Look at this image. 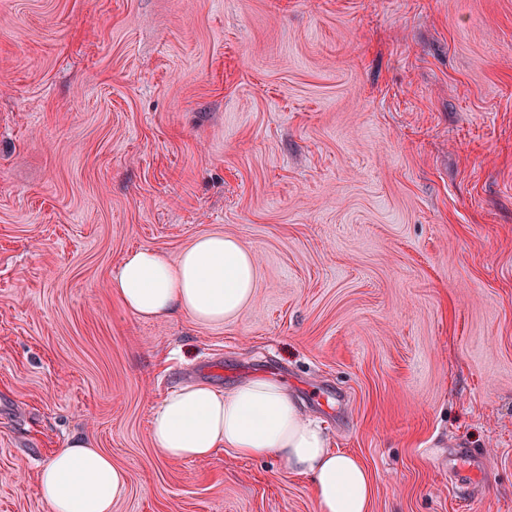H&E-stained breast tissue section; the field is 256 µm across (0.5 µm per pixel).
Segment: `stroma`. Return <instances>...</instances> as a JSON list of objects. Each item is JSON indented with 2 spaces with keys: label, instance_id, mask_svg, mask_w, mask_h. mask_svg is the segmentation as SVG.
Listing matches in <instances>:
<instances>
[{
  "label": "stroma",
  "instance_id": "obj_1",
  "mask_svg": "<svg viewBox=\"0 0 512 512\" xmlns=\"http://www.w3.org/2000/svg\"><path fill=\"white\" fill-rule=\"evenodd\" d=\"M207 233L254 256L236 319L112 295ZM254 378L372 512H512V0H0V512H47L74 435L128 474L112 512H315L281 458L152 445L167 393Z\"/></svg>",
  "mask_w": 512,
  "mask_h": 512
}]
</instances>
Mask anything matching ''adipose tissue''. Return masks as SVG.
Returning <instances> with one entry per match:
<instances>
[{"instance_id":"adipose-tissue-1","label":"adipose tissue","mask_w":512,"mask_h":512,"mask_svg":"<svg viewBox=\"0 0 512 512\" xmlns=\"http://www.w3.org/2000/svg\"><path fill=\"white\" fill-rule=\"evenodd\" d=\"M256 268L238 239L198 236L177 259L142 247L127 253L111 290L142 319L184 314L204 325L238 316L252 301ZM154 448L167 460L205 461L218 449L258 459L282 457L310 477L316 512H371L375 484L356 455L331 449L321 424L305 417L283 384L253 379L222 391L188 384L165 396L151 420ZM128 487L126 471L81 437L68 439L39 472L49 512H112Z\"/></svg>"}]
</instances>
